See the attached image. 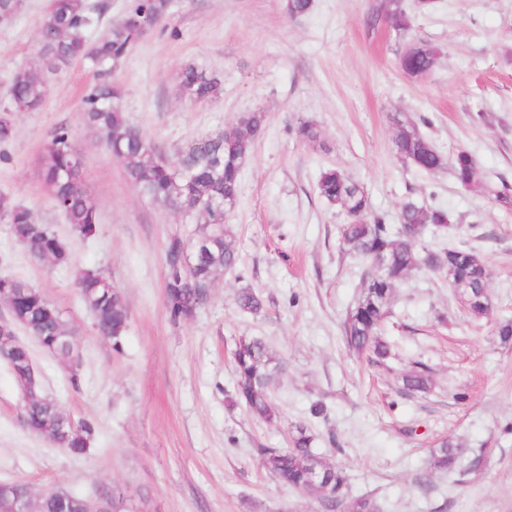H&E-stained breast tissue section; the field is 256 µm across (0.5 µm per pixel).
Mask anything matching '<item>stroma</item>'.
I'll use <instances>...</instances> for the list:
<instances>
[{
    "label": "stroma",
    "instance_id": "obj_1",
    "mask_svg": "<svg viewBox=\"0 0 512 512\" xmlns=\"http://www.w3.org/2000/svg\"><path fill=\"white\" fill-rule=\"evenodd\" d=\"M47 2L21 0L0 23V106L13 72L37 64ZM378 3L312 0L292 19L285 0H174L113 72L127 119L170 159L241 113L266 115L226 219L240 265L217 275L211 304L187 321L173 323L165 304L164 249L193 226L139 194L82 120L95 72L72 66L49 80L39 111L16 114L13 140L0 145L8 156L0 193L49 225L68 258L32 260L0 220V274L26 281L62 312L80 355L78 383L56 356L34 342L29 349L44 392L97 432L75 456L27 429L21 391L0 360V483H25L35 498L121 490L129 512H322L317 495L280 483L256 453L287 447L302 424L319 456L345 473L346 500L370 499L378 512H512V343L495 331L512 320V209L495 199L512 189V0H432L426 9L402 0L404 31L374 20ZM415 42L439 50L421 79L398 68ZM188 64L221 79L218 98L178 96ZM397 116L416 122L444 156L467 150L479 183L466 189L451 169L402 165L393 153ZM302 121L315 126L317 141L297 138ZM60 125L85 157L99 213L90 238L72 230L39 177L43 142ZM328 167L363 185L389 224L408 199L447 208L454 231H428L423 242L485 257L492 315L471 318L447 278L417 269L394 289L383 330L388 358L353 355L342 325L365 267L342 248L346 214L318 193ZM88 267L109 275L128 305L122 353L97 335L78 295L76 277ZM245 286L264 298L260 314L238 310L234 295ZM242 336L263 338L286 365L270 389L274 421L234 402L232 352ZM414 371L429 376L428 392L404 387ZM316 401L327 405V420L310 416ZM444 438L462 449L450 473L429 464Z\"/></svg>",
    "mask_w": 512,
    "mask_h": 512
}]
</instances>
